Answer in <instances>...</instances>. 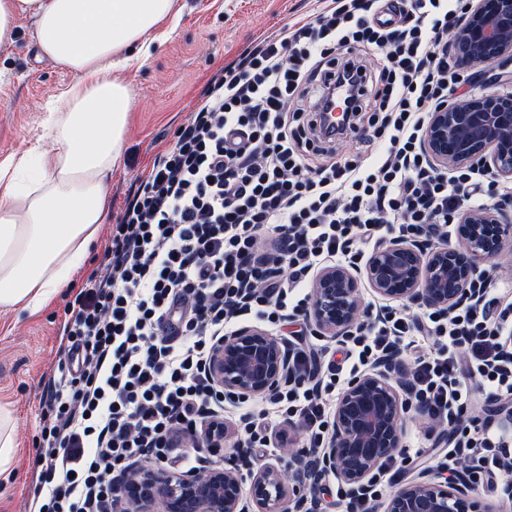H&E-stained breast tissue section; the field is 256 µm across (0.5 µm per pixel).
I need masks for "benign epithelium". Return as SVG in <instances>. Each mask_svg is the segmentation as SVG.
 Segmentation results:
<instances>
[{
  "label": "benign epithelium",
  "instance_id": "obj_1",
  "mask_svg": "<svg viewBox=\"0 0 512 512\" xmlns=\"http://www.w3.org/2000/svg\"><path fill=\"white\" fill-rule=\"evenodd\" d=\"M448 57L487 85L478 66L512 68V0H469L464 20L448 40ZM423 150L439 167H481L512 179V93L487 91L444 104L431 114ZM456 242L398 238L384 243L363 267L335 264L313 277L307 319L318 336L340 342L370 317L360 288L418 308L453 311L475 300L487 279L486 265L512 247V198L478 212L454 216ZM209 374L231 396H272L291 377L282 340L245 326L217 342ZM412 378L393 351L354 377L336 400L329 447L290 457L288 468L268 462L250 473V505L234 464H210L181 474L131 464L116 471L128 512H319V481L333 474L356 495L378 467L401 448ZM383 512H484L473 498L468 475L449 482L423 476L399 487Z\"/></svg>",
  "mask_w": 512,
  "mask_h": 512
}]
</instances>
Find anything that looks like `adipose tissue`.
Here are the masks:
<instances>
[{"instance_id":"ef3b65f1","label":"adipose tissue","mask_w":512,"mask_h":512,"mask_svg":"<svg viewBox=\"0 0 512 512\" xmlns=\"http://www.w3.org/2000/svg\"><path fill=\"white\" fill-rule=\"evenodd\" d=\"M178 0H0V46L17 22L42 57L77 74L47 106L49 145L0 161V312H39L83 265L108 217L131 96L121 72Z\"/></svg>"}]
</instances>
